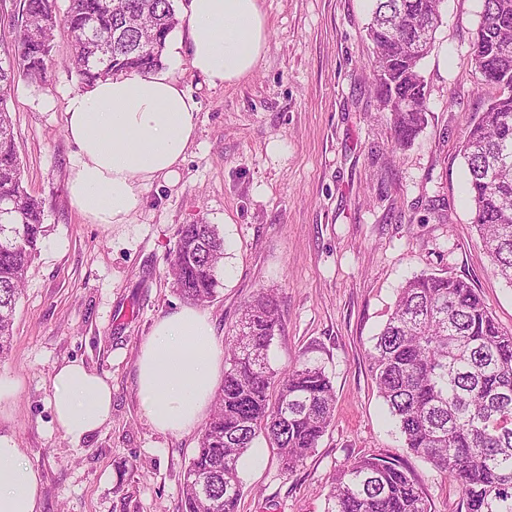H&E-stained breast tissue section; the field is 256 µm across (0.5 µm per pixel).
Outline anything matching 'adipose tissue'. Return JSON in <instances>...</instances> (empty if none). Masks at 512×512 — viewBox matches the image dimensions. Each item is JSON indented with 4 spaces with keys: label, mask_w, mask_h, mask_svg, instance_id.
<instances>
[{
    "label": "adipose tissue",
    "mask_w": 512,
    "mask_h": 512,
    "mask_svg": "<svg viewBox=\"0 0 512 512\" xmlns=\"http://www.w3.org/2000/svg\"><path fill=\"white\" fill-rule=\"evenodd\" d=\"M183 27L193 69L211 84L249 76L267 47L258 0H186ZM198 103L173 74L157 69L97 80L73 92L64 131L78 148L67 189L92 224L128 223L144 189L173 181L196 135ZM223 351L209 314L196 306L157 320L141 348L138 392L152 425L181 433L195 427L215 394ZM50 401L71 441L95 433L112 412L106 379L72 361L56 368ZM40 480L14 441L0 435V512H38Z\"/></svg>",
    "instance_id": "1"
}]
</instances>
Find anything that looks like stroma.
<instances>
[{
	"label": "stroma",
	"mask_w": 512,
	"mask_h": 512,
	"mask_svg": "<svg viewBox=\"0 0 512 512\" xmlns=\"http://www.w3.org/2000/svg\"><path fill=\"white\" fill-rule=\"evenodd\" d=\"M371 0H259L267 48L253 74L212 85L195 71L182 28L164 65L199 104L197 136L173 183L145 189L129 223H88L67 181L77 148L64 132L80 89L71 35L55 32L44 84L18 80L9 109L23 183L48 229L26 273L12 348L0 373L18 389L0 410V434L39 473V512H180L184 471L202 432L163 433L137 389V357L158 318L183 305L169 264L184 224L224 234V273L206 304L224 338L259 291L274 290L284 328L270 351L282 371L324 363L334 420L315 452L285 473L264 439L261 464L243 469L239 512H324L336 473L354 458L402 455L434 512H461L455 483L406 453L369 372L368 351L398 290L420 273L464 274L512 331V286L493 272L470 222L464 162L467 120L498 95L470 63L482 0H444L421 64L429 91L424 129L408 147L374 96ZM437 202L449 221L430 217ZM79 361L112 386L110 419L75 443L50 406L55 368Z\"/></svg>",
	"instance_id": "1"
}]
</instances>
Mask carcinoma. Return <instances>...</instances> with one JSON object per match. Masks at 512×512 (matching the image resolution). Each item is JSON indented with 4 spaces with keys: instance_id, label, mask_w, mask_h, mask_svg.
Masks as SVG:
<instances>
[{
    "instance_id": "obj_1",
    "label": "carcinoma",
    "mask_w": 512,
    "mask_h": 512,
    "mask_svg": "<svg viewBox=\"0 0 512 512\" xmlns=\"http://www.w3.org/2000/svg\"><path fill=\"white\" fill-rule=\"evenodd\" d=\"M367 36L375 47L376 98L389 114L394 147L427 123L421 60L409 53V21L441 23V0H372ZM13 54L0 57V201L16 218L0 219V356L8 350L25 274L46 229L43 206L23 186L8 99L18 79L46 81L54 32L73 35L70 60L80 82L147 74L163 65L177 27L174 0H19L8 14ZM471 64L488 84L512 86V0H482ZM402 104L414 106L400 112ZM468 175L471 224L494 272L512 285V95L494 98L467 121L460 145ZM224 235L214 224H184L172 262L177 295L203 306L217 294ZM282 329L277 296L260 291L224 338V383L184 474L182 512H238L240 465L262 436L282 469L304 465L333 421L332 382L321 361L304 357L284 371L269 350ZM376 387L410 454L456 483L465 512H512V332L503 330L461 275H416L401 286L394 309L369 352ZM325 512H432L402 457L361 456L339 469Z\"/></svg>"
}]
</instances>
